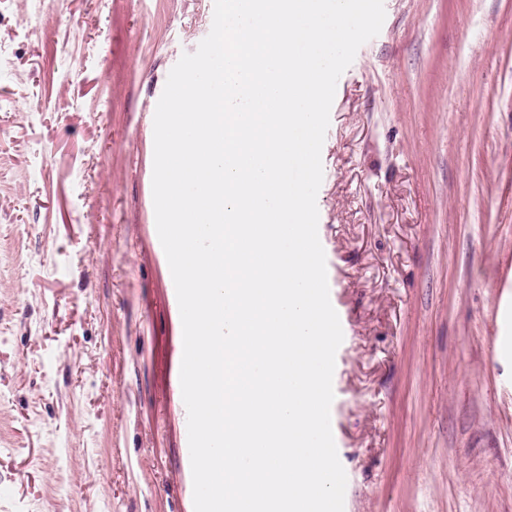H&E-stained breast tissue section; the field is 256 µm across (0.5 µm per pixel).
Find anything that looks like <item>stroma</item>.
<instances>
[{
    "instance_id": "1",
    "label": "stroma",
    "mask_w": 512,
    "mask_h": 512,
    "mask_svg": "<svg viewBox=\"0 0 512 512\" xmlns=\"http://www.w3.org/2000/svg\"><path fill=\"white\" fill-rule=\"evenodd\" d=\"M318 236L344 512H512V0H384ZM214 0H0V512H194L153 121Z\"/></svg>"
}]
</instances>
